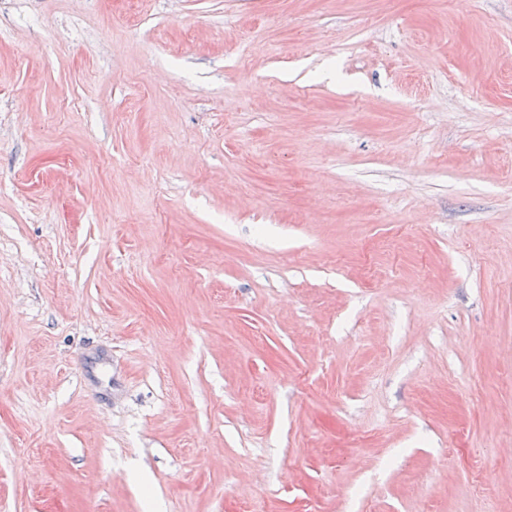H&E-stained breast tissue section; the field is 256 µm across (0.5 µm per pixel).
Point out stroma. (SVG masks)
<instances>
[{
  "label": "stroma",
  "instance_id": "obj_1",
  "mask_svg": "<svg viewBox=\"0 0 512 512\" xmlns=\"http://www.w3.org/2000/svg\"><path fill=\"white\" fill-rule=\"evenodd\" d=\"M0 512H512V0H0Z\"/></svg>",
  "mask_w": 512,
  "mask_h": 512
}]
</instances>
